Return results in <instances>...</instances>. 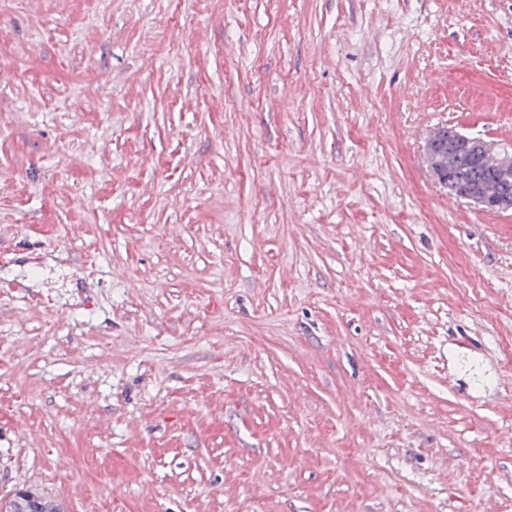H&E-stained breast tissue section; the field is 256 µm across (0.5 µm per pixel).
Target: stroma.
<instances>
[{
    "label": "stroma",
    "instance_id": "stroma-1",
    "mask_svg": "<svg viewBox=\"0 0 512 512\" xmlns=\"http://www.w3.org/2000/svg\"><path fill=\"white\" fill-rule=\"evenodd\" d=\"M512 0H0V499L512 512ZM432 148L443 156H447L448 165L432 166L436 181L453 189L456 197L468 203L481 206L487 210L508 211L512 209V149L501 148L496 143L487 141L480 136L465 134L454 127H441L434 131L426 144V154L430 158ZM492 157L497 166L493 170L494 181L498 190L492 193L487 188V181L482 178L459 180L456 176L458 164L461 163L460 174H490L491 164L474 161ZM473 160V161H467ZM444 166V168H442Z\"/></svg>",
    "mask_w": 512,
    "mask_h": 512
}]
</instances>
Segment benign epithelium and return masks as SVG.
Segmentation results:
<instances>
[{"instance_id":"1","label":"benign epithelium","mask_w":512,"mask_h":512,"mask_svg":"<svg viewBox=\"0 0 512 512\" xmlns=\"http://www.w3.org/2000/svg\"><path fill=\"white\" fill-rule=\"evenodd\" d=\"M437 151L448 158V165L432 167L436 181L453 189L456 197L487 210L512 209V149L499 147L480 136L465 134L454 127H441L434 131L426 144V154ZM492 157L497 166L493 170L498 190L491 192L482 178L460 180L456 176L458 164L463 160L478 161Z\"/></svg>"}]
</instances>
